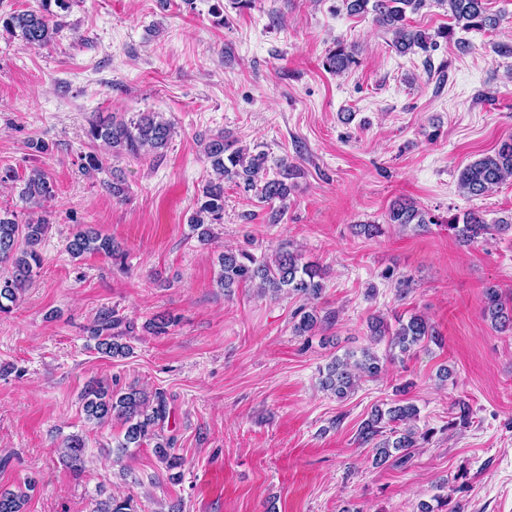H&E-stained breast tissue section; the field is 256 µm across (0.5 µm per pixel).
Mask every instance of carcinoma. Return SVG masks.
I'll return each instance as SVG.
<instances>
[{
	"label": "carcinoma",
	"instance_id": "carcinoma-1",
	"mask_svg": "<svg viewBox=\"0 0 512 512\" xmlns=\"http://www.w3.org/2000/svg\"><path fill=\"white\" fill-rule=\"evenodd\" d=\"M74 0H41L37 11L0 14V32L21 38L32 48L46 47L56 41L64 27L63 18ZM485 0H435L443 7L450 19L464 30H483L496 24V19L486 14ZM351 15L373 14L376 24L392 35V46L400 54L426 52L436 45V40L409 24L407 13H417L427 5V0H342ZM356 63L353 52L339 45L329 51L323 66L340 75ZM173 126L155 112H146L129 121H112L92 124L86 131L87 138L100 141L112 149V156L139 158L153 153L159 155L168 147ZM205 160L212 174L200 190L197 203L187 219L201 242L211 240L210 225L224 223V181H232L244 191L255 192L263 202L275 200L286 203L292 191L288 180L295 176V168L283 158L276 163L277 176L267 177L268 157L264 152L253 154L247 148L236 146V141L220 132L210 138L204 148ZM512 176V138L500 143L490 154L467 164L458 178L459 190L466 196L479 197L494 186ZM54 196V185L40 170L32 171L24 180L20 198L32 208H39ZM388 219L392 224L415 225L423 228L437 220L406 201H395L390 206ZM49 223L43 219H29L20 224L16 218L0 214V263L11 267L10 274L0 276V314L10 312L11 305L19 299L26 284L38 273L42 257L38 250ZM512 228V221L499 220L487 224L475 213L448 219V230L465 241L472 242L492 231ZM68 250L79 257L85 253L116 254L118 246L112 238L91 227L77 230L68 241ZM217 284L225 292L242 284H252L260 292L276 297L283 292L307 301L316 300L322 294L321 273L317 266L302 261L298 253L279 252L269 260H258L246 251H226L220 257V273ZM295 316L299 320L293 329L298 336H310L330 317H320L314 308H300ZM483 316L492 327L503 332L512 331V304L493 286L484 291ZM121 319L110 308L99 311L90 336L98 341L102 353L115 358L130 353L129 346L114 339L112 330ZM370 336L379 340L389 337L390 346L399 354L407 355L415 348L428 343L442 342L435 326L423 315L412 314L407 320H397L390 326L381 317H373L368 323ZM384 370L381 358L369 349L361 356L345 354L332 359L325 367L322 388L338 399L347 397L363 377L375 378ZM83 408L88 420L105 421L112 417L126 425L125 442L120 448L139 445L147 438L155 440L154 454L168 470L181 466V458L172 453L173 439L160 435L156 427L166 416V401L162 393L152 395L130 387L124 392H111L98 382L89 383L82 395ZM418 408L405 401L382 409L374 407L368 419L358 429V439L373 445L375 464L388 462L402 465L411 457L412 449L419 446L417 432L410 422L417 419ZM84 441L71 436L63 442V457L79 468L84 465ZM35 485L30 480L25 488L0 493V512H24L28 491ZM437 506L421 504V512H459L458 505H450L451 495L435 497ZM94 512H130V502L115 496L97 503Z\"/></svg>",
	"mask_w": 512,
	"mask_h": 512
}]
</instances>
